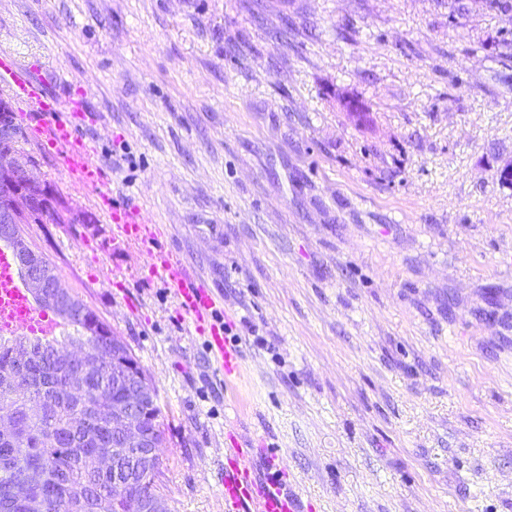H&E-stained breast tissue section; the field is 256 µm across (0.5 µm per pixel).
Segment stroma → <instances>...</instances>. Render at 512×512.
<instances>
[{
	"label": "stroma",
	"instance_id": "stroma-1",
	"mask_svg": "<svg viewBox=\"0 0 512 512\" xmlns=\"http://www.w3.org/2000/svg\"><path fill=\"white\" fill-rule=\"evenodd\" d=\"M462 2L0 0L238 335L229 378L30 140L68 218L26 235L153 381L171 512H224L232 437L309 512H512V12Z\"/></svg>",
	"mask_w": 512,
	"mask_h": 512
}]
</instances>
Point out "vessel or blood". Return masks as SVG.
Here are the masks:
<instances>
[{
    "instance_id": "b4317fda",
    "label": "vessel or blood",
    "mask_w": 512,
    "mask_h": 512,
    "mask_svg": "<svg viewBox=\"0 0 512 512\" xmlns=\"http://www.w3.org/2000/svg\"><path fill=\"white\" fill-rule=\"evenodd\" d=\"M0 88L27 102L41 116L42 123L34 133L57 155L69 181L90 192L106 208L114 237L141 246L151 275L172 289L179 308L189 316L196 332L205 336L219 370L229 374L236 371L242 351L224 335V321L218 315L219 297L180 257L159 248L164 224L145 221L138 205H113L108 188L110 174L93 162L94 147L84 133V123L74 121L66 100L44 91L39 67L22 61L11 50L0 49ZM60 328L59 319L32 299L18 272L13 250L1 246L0 332L52 342ZM224 458L225 512H302L296 493L258 476L247 449H225Z\"/></svg>"
}]
</instances>
